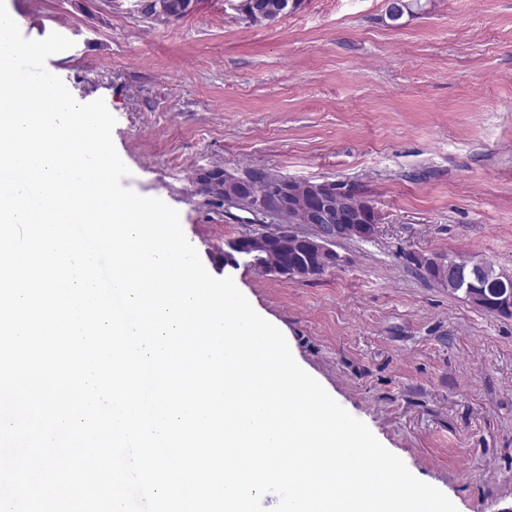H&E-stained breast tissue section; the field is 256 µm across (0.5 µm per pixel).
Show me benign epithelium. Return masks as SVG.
<instances>
[{"instance_id": "benign-epithelium-1", "label": "benign epithelium", "mask_w": 512, "mask_h": 512, "mask_svg": "<svg viewBox=\"0 0 512 512\" xmlns=\"http://www.w3.org/2000/svg\"><path fill=\"white\" fill-rule=\"evenodd\" d=\"M280 181L288 184V195H293L296 186H301L307 199V205L302 211L300 223L313 228L309 235V245L314 251L322 253H335L333 246L341 240L348 239L358 232V225L348 223L346 212L348 208L338 206L336 208L325 204L320 205L325 197L336 193L335 182L329 180L305 181L303 183L288 178L280 177ZM252 185V195L247 200H241L233 196L232 190L242 183ZM262 179L248 170L224 169V196L226 202L258 217L282 220L279 209L268 204V198L259 191ZM224 266L236 268L246 262L248 266L265 275L284 276L288 274L285 263L275 259L272 255L270 239L265 225H260L249 232L232 238L224 244ZM449 271L443 272L442 281L451 282L453 290L462 294L471 303L484 306H499L512 308V294H487L478 288L477 282L481 281L489 272L495 270V265L487 260H476L466 266L448 264ZM497 271V270H495ZM497 275L511 279L512 275L503 271H497Z\"/></svg>"}]
</instances>
